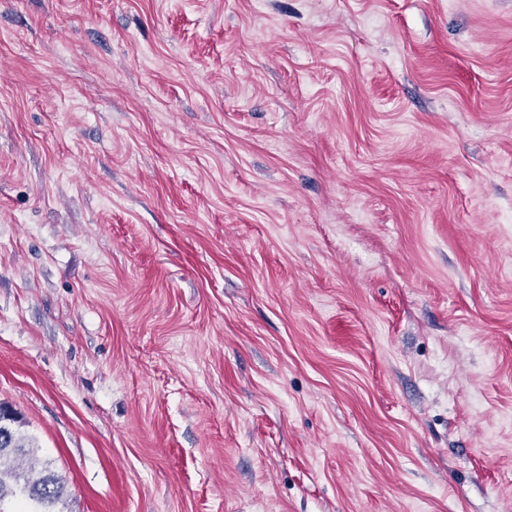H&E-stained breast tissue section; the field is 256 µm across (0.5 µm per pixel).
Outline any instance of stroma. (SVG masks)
<instances>
[{
  "instance_id": "35a3bbf8",
  "label": "stroma",
  "mask_w": 512,
  "mask_h": 512,
  "mask_svg": "<svg viewBox=\"0 0 512 512\" xmlns=\"http://www.w3.org/2000/svg\"><path fill=\"white\" fill-rule=\"evenodd\" d=\"M0 403L56 512H512V0H0Z\"/></svg>"
}]
</instances>
